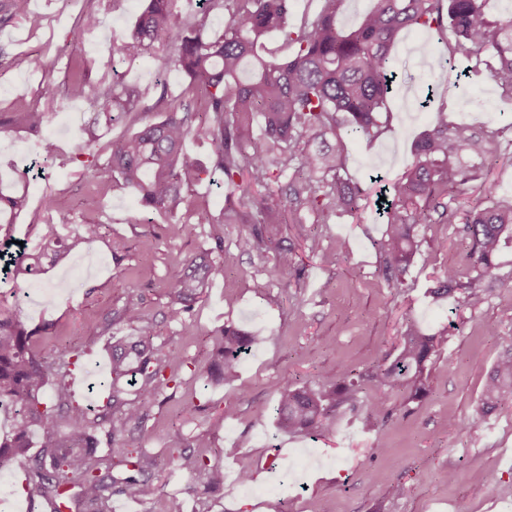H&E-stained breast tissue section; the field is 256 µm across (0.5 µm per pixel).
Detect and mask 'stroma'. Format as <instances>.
Instances as JSON below:
<instances>
[{"mask_svg":"<svg viewBox=\"0 0 512 512\" xmlns=\"http://www.w3.org/2000/svg\"><path fill=\"white\" fill-rule=\"evenodd\" d=\"M141 5L122 0L111 9L105 0H30L27 16L0 25V114L36 109L48 116L40 130L0 133V184L23 182L29 193L12 234L34 247L51 224L62 235L78 224L101 227L99 237L69 262L44 261L39 275L21 288L1 279L0 300L16 307L38 350L67 354L70 399L84 406L103 402L97 385L107 376V336L101 327L127 302L139 304L156 325L158 342L175 356L176 383L156 398L145 425L131 432L157 458L158 494L148 504L113 497L111 512H512V399L487 416L478 410L487 373L512 348V248L505 250L481 309L458 313L454 300L433 302L430 290L442 271L470 266L471 244L461 221L425 226L422 253L397 288L383 279L371 245L384 230L374 213L380 189L374 177L395 180L413 161L417 141L431 126L430 110L420 106L429 91L447 108L449 122L487 127L498 140L497 156L483 175L492 191L469 183L454 194L451 208L462 214L512 206V97L490 80L483 62L455 59L447 70L431 72L418 53L426 34L402 32L393 49L397 81L387 127L373 141L347 143L344 171L364 193L362 210L329 216L324 224L310 215L283 225L300 271L286 287L268 280L274 254L250 248L249 225H224V272L205 289L186 328L167 317L168 287L190 258L213 247L211 225L191 224L174 235L168 226L181 223V214L158 212L149 223H129L136 197L104 169L112 139L129 133V126L104 132L90 154L77 151L81 126L98 111L114 72L138 87L146 107L161 91L175 96L186 85L180 73L160 75L151 58L115 64L104 54L105 43L126 34ZM89 12L98 14L100 25L80 31ZM36 55L53 63L51 77L27 67V57ZM77 78L90 85L91 98H68L67 87ZM49 81L55 86L50 97L44 93ZM47 138L55 144L54 158L42 173L30 174ZM91 160L101 167L95 178L86 173ZM227 193L223 172L211 171L185 195L189 207L217 211ZM48 196L56 203L50 212L43 205ZM116 238L125 243L118 253L112 250ZM409 318L425 332L448 333L428 365L429 394L411 402L392 392L386 412L371 416L375 392L363 376L393 356ZM227 325L258 341L233 383L214 384L203 375L209 336ZM346 372L358 383L327 437L278 429L275 383L315 387L322 376ZM370 417L371 429L365 425ZM199 434L210 442L204 451L209 465L224 471L223 487L212 493L170 462L173 439ZM245 470L253 475L251 495L238 487ZM399 481L409 493L388 496V487Z\"/></svg>","mask_w":512,"mask_h":512,"instance_id":"obj_1","label":"stroma"}]
</instances>
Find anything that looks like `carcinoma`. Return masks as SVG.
I'll list each match as a JSON object with an SVG mask.
<instances>
[{
	"mask_svg": "<svg viewBox=\"0 0 512 512\" xmlns=\"http://www.w3.org/2000/svg\"><path fill=\"white\" fill-rule=\"evenodd\" d=\"M175 0H145L128 36L106 45L110 58L132 62L149 56L157 69L175 71L189 79L179 97L162 92L153 110L163 113L157 122L144 121L135 88L115 77L112 90L99 111L85 123L78 150L88 151L102 129L118 123L141 124L138 131L112 140L107 168L118 183L134 190L138 209L130 224H143L142 214L176 211L184 203L183 189L208 172L185 143L193 124L200 121L211 168L224 173L238 193L227 197L222 212L192 211L188 224H249V244L258 251L274 249L276 257L268 277L288 286L293 272V248L277 238V225L298 224L303 213L316 214L327 223L336 213L356 214L362 192L341 174L347 140L377 138L381 114L396 79L393 47L399 34L418 29L435 34L449 47V58L491 52L494 83L512 95V16L493 22L484 0H371L353 29L338 19L343 0H320V7L298 28L288 27V0H199L194 25L180 29L171 52L159 46L177 28ZM224 15V33L211 37L214 13ZM283 36L291 55L265 58L257 51L270 32ZM262 133L252 134L254 121ZM414 151V161L388 188L380 202L384 231L372 242L383 257L382 272L388 286L397 288L420 251L417 228L421 224L449 223L445 198L482 178L485 163L494 157V133L475 132L465 124L448 125L442 109L431 116ZM295 169L293 175L288 170ZM240 181H235V178ZM285 177L287 181L279 183ZM277 189H271L272 183ZM289 209L282 208V200ZM27 205V195L0 192V234L10 238L9 217ZM99 224H78L64 240L48 225L44 251L57 261L100 234ZM462 232L471 241L472 272L450 268L431 290L435 300L452 298L471 311L484 303V288L494 279L501 249L512 244V206L474 208L465 216ZM42 259L25 252L5 260L4 278L19 284L37 274ZM223 273V265L201 254L187 261V271L169 286L168 318L187 323L197 296L209 281ZM115 323L129 327L130 336L112 337L109 394L97 418L108 424V435L119 447L105 469L92 468L98 447L96 421L89 409L76 404L50 406L47 387L57 398L66 396L69 373L65 355L55 358L34 348L16 310L0 304V410L11 416V433L0 437V465H28L29 494L52 507V512H110L112 496L149 502L157 495L154 471L157 459L127 438L130 425L142 426L150 417L158 395L176 381L165 377L173 355L154 341L157 331L145 320L138 304L127 303L105 319L103 331ZM210 380L231 383L238 377L255 337L232 326L210 336ZM448 343L444 333L426 334L413 319L400 333L397 354L377 365L366 380L376 389L371 411H384L388 394L406 389L411 398L428 394L427 363ZM137 386V404L123 398L122 380ZM354 381L344 374L326 378L318 389L278 382L277 420L290 433L322 437L329 433L336 410L350 397ZM512 398V354L497 361L479 398L483 415ZM67 430H58L59 418ZM39 434L37 455H30L32 436ZM172 456L176 469L188 478L205 477L207 486L224 485V471L208 467L199 448L209 447L198 436L178 440Z\"/></svg>",
	"mask_w": 512,
	"mask_h": 512,
	"instance_id": "obj_1",
	"label": "carcinoma"
}]
</instances>
